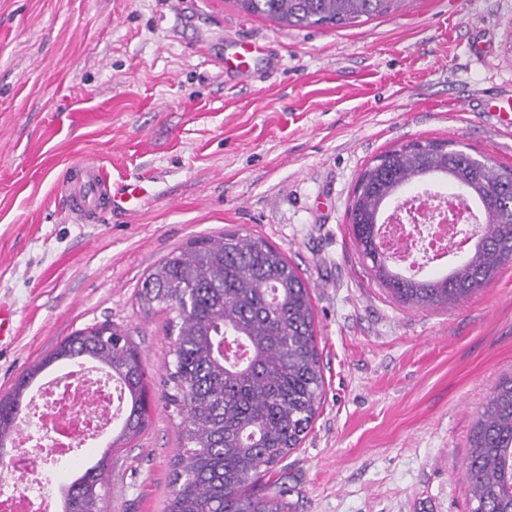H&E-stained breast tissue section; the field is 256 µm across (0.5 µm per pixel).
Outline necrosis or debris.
Instances as JSON below:
<instances>
[{"label": "necrosis or debris", "mask_w": 512, "mask_h": 512, "mask_svg": "<svg viewBox=\"0 0 512 512\" xmlns=\"http://www.w3.org/2000/svg\"><path fill=\"white\" fill-rule=\"evenodd\" d=\"M449 195L426 188L398 201L383 218L382 236L392 262L402 274L417 275L414 260L436 268H449L451 254L471 248L475 240L460 235L463 225L481 226L487 218L476 202L449 204ZM429 214L432 222L423 240L409 244L404 238L409 211ZM120 383L100 366L68 367L65 377L42 383L31 401L39 430L49 431V445L33 453L12 455L10 467L19 475H37L47 468L76 461L77 441H91L111 427L118 416ZM54 502L46 501L41 487L25 489L0 485V512H53Z\"/></svg>", "instance_id": "1"}]
</instances>
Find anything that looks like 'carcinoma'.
Segmentation results:
<instances>
[{
  "label": "carcinoma",
  "mask_w": 512,
  "mask_h": 512,
  "mask_svg": "<svg viewBox=\"0 0 512 512\" xmlns=\"http://www.w3.org/2000/svg\"><path fill=\"white\" fill-rule=\"evenodd\" d=\"M405 0H234L242 11L294 27H340L397 12ZM428 177L461 184L493 211L466 259L437 276L402 275L379 252L385 206ZM348 220L371 275L394 297L419 308L455 305L512 264V168L486 163L444 140L411 142L377 156L361 173ZM146 314L177 312L167 406L183 415L182 446L167 512H285L275 466L302 442L323 387L309 287L264 238L227 233L195 238L169 253L137 293ZM94 362L123 385L125 417L102 457L71 483L62 512H105L101 489L112 452L145 428L149 394L128 334L85 328L35 361L0 394V450L20 430L27 392L57 362ZM471 512H512V377L502 378L478 412L467 454Z\"/></svg>",
  "instance_id": "1"
}]
</instances>
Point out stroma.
Returning a JSON list of instances; mask_svg holds the SVG:
<instances>
[{
    "label": "stroma",
    "instance_id": "35a3bbf8",
    "mask_svg": "<svg viewBox=\"0 0 512 512\" xmlns=\"http://www.w3.org/2000/svg\"><path fill=\"white\" fill-rule=\"evenodd\" d=\"M259 46L248 77L225 73ZM512 93V0H405L340 28L290 27L234 0H0V392L78 330L136 345L153 397L122 448L108 512H167L181 414L158 401L173 338L136 302L144 277L197 236H262L305 279L322 400L276 467L288 512H469L477 411L512 375V264L471 299L421 309L359 256L353 188L379 154L448 140L512 167L482 110ZM92 159L134 214L76 223L56 189Z\"/></svg>",
    "mask_w": 512,
    "mask_h": 512
}]
</instances>
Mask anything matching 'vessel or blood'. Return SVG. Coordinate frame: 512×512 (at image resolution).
I'll return each mask as SVG.
<instances>
[{
	"label": "vessel or blood",
	"mask_w": 512,
	"mask_h": 512,
	"mask_svg": "<svg viewBox=\"0 0 512 512\" xmlns=\"http://www.w3.org/2000/svg\"><path fill=\"white\" fill-rule=\"evenodd\" d=\"M486 112L495 117L500 128L512 131V100L488 98ZM71 212L82 223L95 219L100 207L122 209L129 202L142 203L145 190L136 182L125 184L120 193H112L109 178L102 166L93 160L82 161L71 167L58 185Z\"/></svg>",
	"instance_id": "b4317fda"
}]
</instances>
